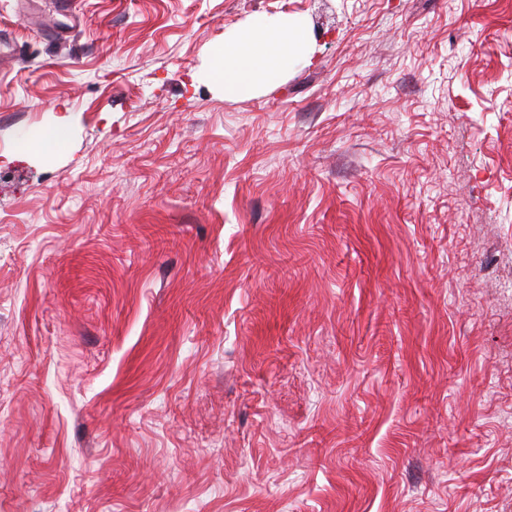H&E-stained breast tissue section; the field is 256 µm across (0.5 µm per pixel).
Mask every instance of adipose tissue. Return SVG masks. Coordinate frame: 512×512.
Here are the masks:
<instances>
[{
	"instance_id": "adipose-tissue-1",
	"label": "adipose tissue",
	"mask_w": 512,
	"mask_h": 512,
	"mask_svg": "<svg viewBox=\"0 0 512 512\" xmlns=\"http://www.w3.org/2000/svg\"><path fill=\"white\" fill-rule=\"evenodd\" d=\"M309 53L305 20L259 16L212 51L206 79L225 96L240 97L279 84L288 69Z\"/></svg>"
}]
</instances>
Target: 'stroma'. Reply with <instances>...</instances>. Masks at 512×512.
Returning a JSON list of instances; mask_svg holds the SVG:
<instances>
[{"instance_id": "obj_1", "label": "stroma", "mask_w": 512, "mask_h": 512, "mask_svg": "<svg viewBox=\"0 0 512 512\" xmlns=\"http://www.w3.org/2000/svg\"><path fill=\"white\" fill-rule=\"evenodd\" d=\"M258 15L312 60L225 97ZM1 42L0 512H512V0H0Z\"/></svg>"}]
</instances>
